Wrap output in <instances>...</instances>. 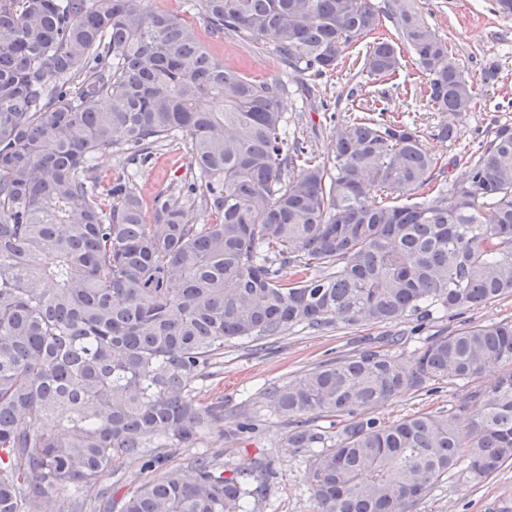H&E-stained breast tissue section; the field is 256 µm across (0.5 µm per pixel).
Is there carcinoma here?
<instances>
[{
  "mask_svg": "<svg viewBox=\"0 0 512 512\" xmlns=\"http://www.w3.org/2000/svg\"><path fill=\"white\" fill-rule=\"evenodd\" d=\"M143 0H0V512H48L141 456L155 478L121 512H250L270 463L226 474L218 453L166 466L224 425L192 383L224 343L403 323L512 297V129L466 177L434 185L440 157L400 115L348 114L323 156L288 136L287 81L216 58L184 18ZM213 38L266 51L295 79L334 70L387 18L420 93L452 118L476 92L414 0H196ZM400 48L369 46L372 81ZM182 139L195 178L143 206L106 151L146 162ZM405 198L402 203L396 200ZM213 217L193 219L196 209ZM503 370L495 381L484 375ZM467 385L454 410L386 422L376 411L428 380ZM262 399L310 453L315 512H418L448 472L477 484L512 460V320L429 338L412 366L364 350ZM342 423L328 439L307 427ZM125 156L126 155L116 154L115 152L111 153L110 151L104 154H100L94 162L96 174L105 180H112V178L122 173ZM99 158L106 159V164L99 165Z\"/></svg>",
  "mask_w": 512,
  "mask_h": 512,
  "instance_id": "cac0c4a2",
  "label": "carcinoma"
}]
</instances>
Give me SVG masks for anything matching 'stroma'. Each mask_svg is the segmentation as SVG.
Instances as JSON below:
<instances>
[{"mask_svg": "<svg viewBox=\"0 0 512 512\" xmlns=\"http://www.w3.org/2000/svg\"><path fill=\"white\" fill-rule=\"evenodd\" d=\"M416 6L429 25L448 45V54L463 68L477 96L474 108L455 118L456 138L448 143L435 139L437 112L415 88L419 74L411 55H404V66L393 78L374 83L362 70L364 56L372 42L364 37L349 46L338 67L320 76L305 78L301 93L285 97L283 106L296 136L312 143L320 153L330 149V131L350 111L360 110L376 100L391 112H402L418 127L427 147L441 156L443 177L461 178L465 157L475 153L501 126H512V17L498 13L495 0H416ZM201 42L217 58L241 67L247 74L267 78L276 67L268 54L256 55L236 39L214 40L200 16L190 17ZM193 172L183 145L172 144L153 150L139 168L135 183L145 203L165 190L191 179ZM512 320V299L497 300L450 316L433 313L400 324L344 326L314 330L297 327L284 337L269 340L263 348L244 342H229L224 356L205 370L194 385L200 404L224 403L223 430L205 431L198 448L169 450L171 466L188 464L198 451L216 452L225 468L231 469L255 460L271 462L273 475L266 498L256 501L251 512H314L305 474L310 461L307 453L286 447L288 427L283 418L263 407L261 392L274 384L287 382L319 364L372 348L392 350L406 364H413L419 348L431 336L470 324ZM461 392L460 385L448 380L427 382L419 391H410L380 408L381 419L393 421L418 411L449 409ZM251 417L253 433L225 438L243 417ZM139 457L126 459L100 487L74 491L63 487L54 495L55 503L81 496L95 504L100 488L112 491L113 503L139 484L152 479ZM420 512H512V463L480 484L466 482L452 474L441 480L419 507Z\"/></svg>", "mask_w": 512, "mask_h": 512, "instance_id": "obj_1", "label": "stroma"}]
</instances>
